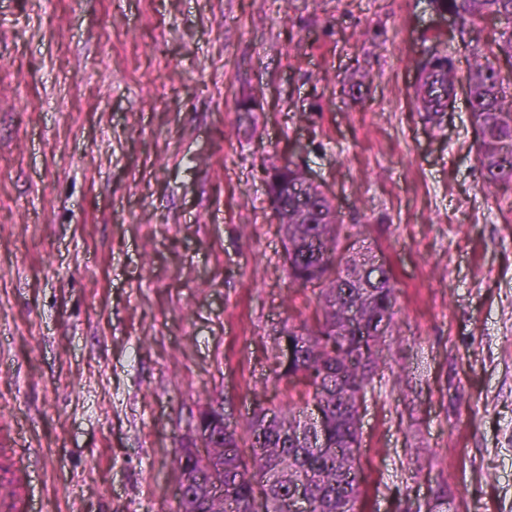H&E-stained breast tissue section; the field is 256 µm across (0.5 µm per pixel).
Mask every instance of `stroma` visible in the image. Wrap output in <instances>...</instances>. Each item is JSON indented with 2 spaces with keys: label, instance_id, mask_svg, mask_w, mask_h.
<instances>
[{
  "label": "stroma",
  "instance_id": "1",
  "mask_svg": "<svg viewBox=\"0 0 512 512\" xmlns=\"http://www.w3.org/2000/svg\"><path fill=\"white\" fill-rule=\"evenodd\" d=\"M431 0H0V448L34 512H176L201 409L288 403L276 338L316 327L268 202L284 160L396 286L362 409L359 512H512V181L457 94L414 95ZM251 99V111L240 108Z\"/></svg>",
  "mask_w": 512,
  "mask_h": 512
}]
</instances>
